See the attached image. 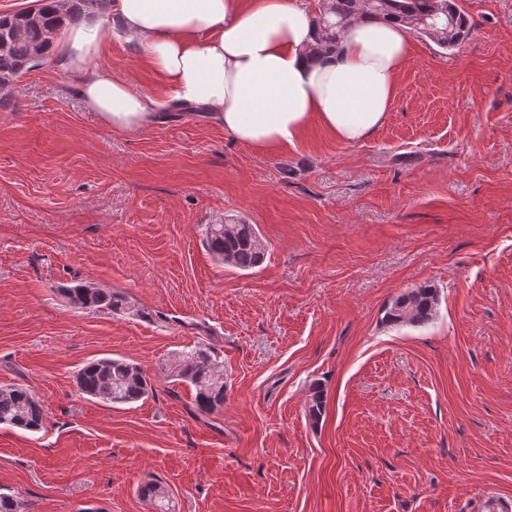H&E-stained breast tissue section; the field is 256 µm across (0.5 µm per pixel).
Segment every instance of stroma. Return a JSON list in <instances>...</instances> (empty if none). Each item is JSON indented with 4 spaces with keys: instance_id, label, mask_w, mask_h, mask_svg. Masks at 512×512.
I'll list each match as a JSON object with an SVG mask.
<instances>
[{
    "instance_id": "stroma-1",
    "label": "stroma",
    "mask_w": 512,
    "mask_h": 512,
    "mask_svg": "<svg viewBox=\"0 0 512 512\" xmlns=\"http://www.w3.org/2000/svg\"><path fill=\"white\" fill-rule=\"evenodd\" d=\"M471 33L413 38L387 121L346 145L310 126L259 153L205 118L117 131L56 56L0 104V386L44 404L0 427V494L28 512H490L512 506V0H455ZM142 49L99 62L165 98ZM258 225L260 267L216 263L202 227ZM95 282L129 309H71ZM439 295L422 326L384 322L400 294ZM224 354L222 410L163 363ZM126 358L154 383L112 406L79 393L86 362ZM325 385L319 422L307 389ZM139 492L145 498L154 502L159 512H169L168 491L155 479H148L139 487Z\"/></svg>"
}]
</instances>
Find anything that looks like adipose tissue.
Segmentation results:
<instances>
[{"label":"adipose tissue","mask_w":512,"mask_h":512,"mask_svg":"<svg viewBox=\"0 0 512 512\" xmlns=\"http://www.w3.org/2000/svg\"><path fill=\"white\" fill-rule=\"evenodd\" d=\"M112 12L117 24H76L57 46L64 70L85 73L78 95L100 122L134 132L160 117L155 97L95 62L123 36L142 46L170 101L262 153L295 146L313 124L341 143L365 141L385 123L410 53L407 30L376 19L316 47L301 0H112Z\"/></svg>","instance_id":"ef3b65f1"}]
</instances>
